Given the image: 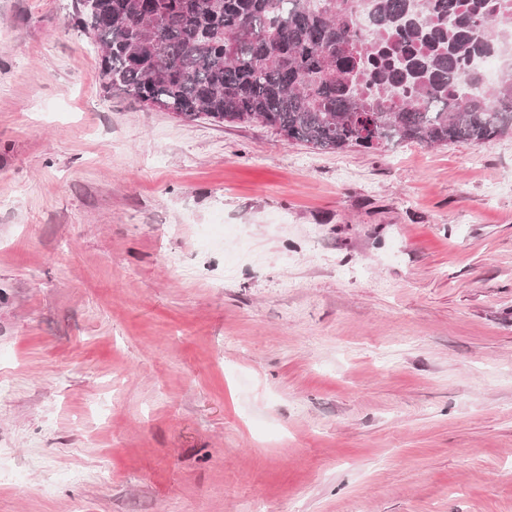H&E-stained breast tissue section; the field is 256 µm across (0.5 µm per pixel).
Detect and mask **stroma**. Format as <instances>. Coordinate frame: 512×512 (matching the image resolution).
Returning a JSON list of instances; mask_svg holds the SVG:
<instances>
[{"mask_svg":"<svg viewBox=\"0 0 512 512\" xmlns=\"http://www.w3.org/2000/svg\"><path fill=\"white\" fill-rule=\"evenodd\" d=\"M71 3L0 0V512H512V135L184 121Z\"/></svg>","mask_w":512,"mask_h":512,"instance_id":"1","label":"stroma"}]
</instances>
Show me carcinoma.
I'll return each mask as SVG.
<instances>
[{
    "label": "carcinoma",
    "mask_w": 512,
    "mask_h": 512,
    "mask_svg": "<svg viewBox=\"0 0 512 512\" xmlns=\"http://www.w3.org/2000/svg\"><path fill=\"white\" fill-rule=\"evenodd\" d=\"M105 88L320 150L512 134V0H77Z\"/></svg>",
    "instance_id": "obj_1"
}]
</instances>
